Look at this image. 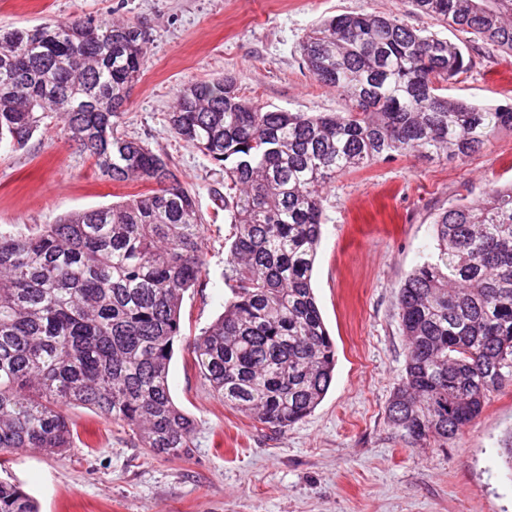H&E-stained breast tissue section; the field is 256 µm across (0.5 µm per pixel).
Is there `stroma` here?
Segmentation results:
<instances>
[{
	"label": "stroma",
	"mask_w": 512,
	"mask_h": 512,
	"mask_svg": "<svg viewBox=\"0 0 512 512\" xmlns=\"http://www.w3.org/2000/svg\"><path fill=\"white\" fill-rule=\"evenodd\" d=\"M345 13L404 17L437 31L471 59L468 73L449 84L450 96L512 103V56L412 14L409 0H0L2 30L84 16L146 26L149 62L120 130L168 160L196 194L207 226L206 283L184 295L185 336L223 312L229 290L224 211L214 201L224 171L171 131L175 94L229 74L240 94L271 109L345 111L343 97L318 84L299 53L312 25ZM510 181L512 129L505 128L466 161L398 156L339 175L326 188L312 287L336 343V369L323 401L294 426L275 432L225 406L179 342L169 385L196 421L187 456L153 455L123 424L75 406L68 415L89 447L12 452L0 478L21 485L40 512H512V469L503 459L512 443V381L446 442L412 447L386 416L408 354L396 295L434 253V219ZM147 189L102 176L52 113L26 147L0 142L2 232L52 224Z\"/></svg>",
	"instance_id": "stroma-1"
}]
</instances>
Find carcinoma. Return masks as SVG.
<instances>
[{"instance_id": "cac0c4a2", "label": "carcinoma", "mask_w": 512, "mask_h": 512, "mask_svg": "<svg viewBox=\"0 0 512 512\" xmlns=\"http://www.w3.org/2000/svg\"><path fill=\"white\" fill-rule=\"evenodd\" d=\"M440 25L512 55V0H410ZM303 64L347 110L269 109L224 75L184 85L173 133L224 168L231 297L188 343L193 367L229 406L272 429L310 415L334 378L336 345L311 286L325 187L396 155L464 160L512 128V104L445 94L468 72L461 48L379 14L309 29ZM148 60L139 21L79 17L0 30V141L25 147L45 114L114 182L156 188L71 213L27 233L0 232V464L80 439L67 408L85 406L169 459L188 454L195 419L169 369L184 294L203 285L208 238L196 195L145 142L120 131ZM436 256L409 273L397 305L409 341L387 409L412 445L448 440L512 380V183L438 215ZM0 512H38L0 481Z\"/></svg>"}]
</instances>
